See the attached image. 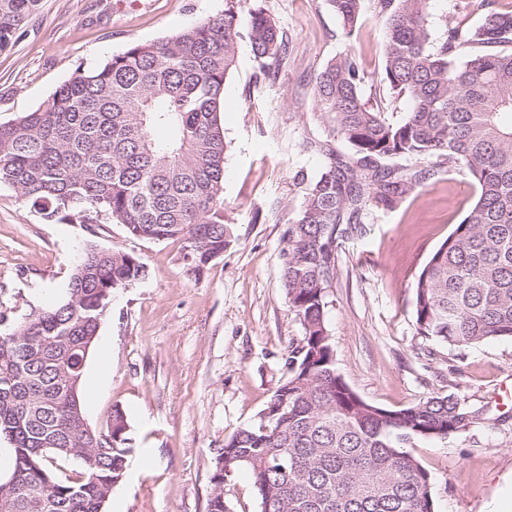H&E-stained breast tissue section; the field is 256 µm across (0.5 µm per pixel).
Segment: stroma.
Returning a JSON list of instances; mask_svg holds the SVG:
<instances>
[{
    "label": "stroma",
    "instance_id": "stroma-1",
    "mask_svg": "<svg viewBox=\"0 0 512 512\" xmlns=\"http://www.w3.org/2000/svg\"><path fill=\"white\" fill-rule=\"evenodd\" d=\"M258 9L287 32L291 61L278 83L257 84L250 42H238L221 115L233 240L200 272L188 271L181 241L136 239L119 224H46L0 186V311L10 322L66 297L87 244L136 254L149 268L146 279L114 291L83 377L104 378L84 400L88 424L106 430L121 408L131 457L147 461L127 470L104 512H207L217 450L254 421L285 377L288 347L303 331L281 286L283 232L302 202L295 175L320 171L324 157L313 143L331 122L314 103L313 76L352 52L367 76L365 99L394 120L411 109L378 81V0H363L349 39L326 0H240L241 21ZM223 10L224 0H41L0 52V124L37 109L77 68ZM480 17L468 0L430 2L436 39ZM471 202L463 178L442 170L397 210L370 216L362 237L338 246L327 322L336 367L366 401L399 410L452 390L480 411L465 433L415 445L435 512H512V341L450 348L414 330V279Z\"/></svg>",
    "mask_w": 512,
    "mask_h": 512
}]
</instances>
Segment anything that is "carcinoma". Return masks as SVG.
<instances>
[{"label":"carcinoma","instance_id":"cac0c4a2","mask_svg":"<svg viewBox=\"0 0 512 512\" xmlns=\"http://www.w3.org/2000/svg\"><path fill=\"white\" fill-rule=\"evenodd\" d=\"M327 2L353 36L362 0ZM39 3L0 0V50ZM470 4L482 11L478 25L436 40L430 0H378L381 83L411 103L399 121L364 98L354 54L314 75L316 105L333 126L316 145L321 171L297 174L303 200L285 227L280 268L303 334L256 421L216 455L207 512H224V478L238 470L251 474L258 512H435L431 475L411 448L466 431L479 411L454 391L400 410L367 402L336 367L326 313L340 242L446 167L469 181L474 200L415 279L416 335L449 347L512 340V13ZM241 37L236 0H225L218 16L77 69L38 109L0 124V185L46 224H121L135 238L179 240L200 270L233 236L219 113ZM247 38L263 79L277 82L288 71L287 34L256 10ZM148 274L141 257L90 244L62 304L17 324L0 314V336L13 337L0 341V438L12 458L0 512H103L123 481L126 416L117 407L106 431L83 429L82 360L112 291Z\"/></svg>","mask_w":512,"mask_h":512}]
</instances>
